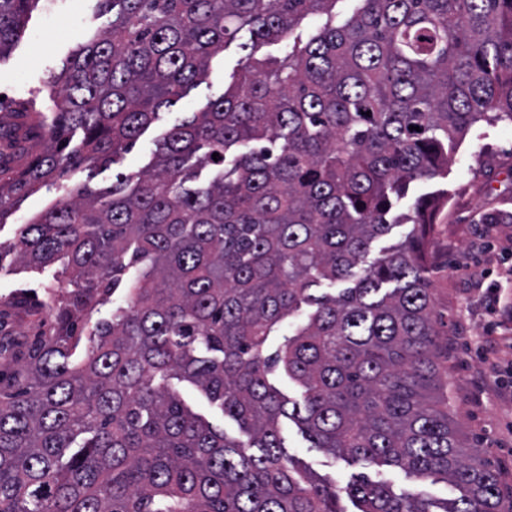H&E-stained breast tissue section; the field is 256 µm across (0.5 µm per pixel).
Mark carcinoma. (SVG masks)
<instances>
[{"instance_id": "cac0c4a2", "label": "carcinoma", "mask_w": 512, "mask_h": 512, "mask_svg": "<svg viewBox=\"0 0 512 512\" xmlns=\"http://www.w3.org/2000/svg\"><path fill=\"white\" fill-rule=\"evenodd\" d=\"M38 2L0 0V56ZM338 2L99 0L108 24L53 75L51 109H32L43 152L0 169V223L68 169L115 164L242 30L277 40ZM358 2L176 117L145 169L77 186L16 229L19 264L60 262L75 288L0 371V512H346L336 487L289 467L282 418L335 458L458 492L439 509L360 474L346 487L358 512H512L438 394L423 243L448 195L394 214L415 181L448 174L473 124L512 121V0ZM404 220L407 240L365 264ZM119 289L128 306L93 320ZM304 304L315 310L269 351ZM176 380L248 444L194 412Z\"/></svg>"}]
</instances>
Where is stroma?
Returning a JSON list of instances; mask_svg holds the SVG:
<instances>
[{
  "mask_svg": "<svg viewBox=\"0 0 512 512\" xmlns=\"http://www.w3.org/2000/svg\"><path fill=\"white\" fill-rule=\"evenodd\" d=\"M106 23L97 0H40L18 40L0 56V124L16 123L17 112L30 106L50 107L49 76L60 73L73 51ZM292 45L285 37L249 51L239 41L228 43L211 59L206 77L179 102V111H202L209 99L231 84L247 58H281ZM171 119L168 110H161L135 148L110 168L72 170L61 187H45L23 198L0 227V243H13L17 226L55 203L65 190L87 181L105 188L111 186L114 174H130L146 166L154 140L167 130ZM438 189L447 191L448 203L432 216L426 250L439 340L446 347L438 358L442 392L468 447L497 471L504 496L511 498L512 433L507 426L512 423V398L495 395L494 378L483 372L468 344L489 331V296L512 301V279L498 275L502 263L512 262V122H481L471 127L457 143L447 176L416 181L397 203V213H412L418 197ZM70 288V275L62 265L24 272L17 269L13 254L5 253L0 258V335L30 343L48 330L51 307ZM282 434L295 464L328 480L342 494L351 476L363 472L395 489L434 500L454 496L443 483L417 481L398 470L332 458L310 447L293 423H283Z\"/></svg>",
  "mask_w": 512,
  "mask_h": 512,
  "instance_id": "obj_1",
  "label": "stroma"
}]
</instances>
